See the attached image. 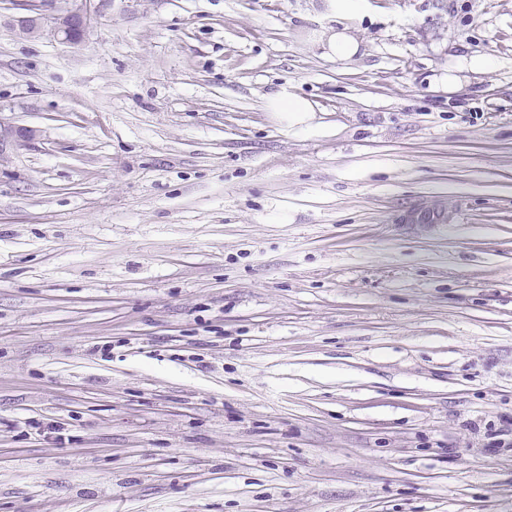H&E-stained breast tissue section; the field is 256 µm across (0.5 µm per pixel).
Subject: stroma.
<instances>
[{"instance_id":"stroma-1","label":"stroma","mask_w":512,"mask_h":512,"mask_svg":"<svg viewBox=\"0 0 512 512\" xmlns=\"http://www.w3.org/2000/svg\"><path fill=\"white\" fill-rule=\"evenodd\" d=\"M16 3L0 512H512V0ZM103 0L25 1L21 16L14 21L23 34H42L50 31L58 40L68 44L80 43L98 12ZM359 43L345 31L333 32L324 46V55L330 58L343 59L357 54ZM266 108L268 112L274 115L288 128H294L299 125L312 127V121L315 119V109L313 105L292 93L277 94L267 100Z\"/></svg>"}]
</instances>
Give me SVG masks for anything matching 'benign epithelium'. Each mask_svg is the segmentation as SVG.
Returning <instances> with one entry per match:
<instances>
[{
    "label": "benign epithelium",
    "instance_id": "1",
    "mask_svg": "<svg viewBox=\"0 0 512 512\" xmlns=\"http://www.w3.org/2000/svg\"><path fill=\"white\" fill-rule=\"evenodd\" d=\"M99 0H27L15 19L23 34L50 32L68 44L80 43L98 12Z\"/></svg>",
    "mask_w": 512,
    "mask_h": 512
}]
</instances>
